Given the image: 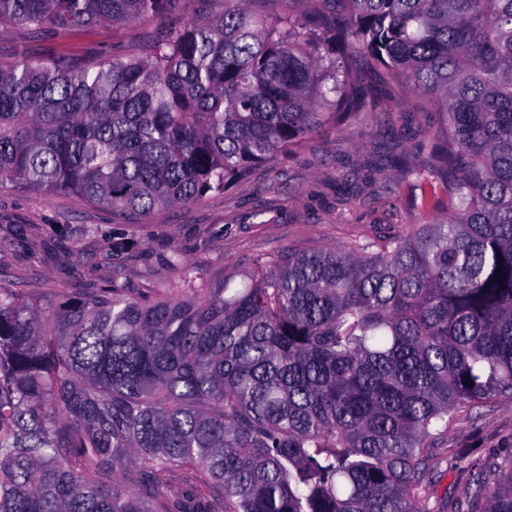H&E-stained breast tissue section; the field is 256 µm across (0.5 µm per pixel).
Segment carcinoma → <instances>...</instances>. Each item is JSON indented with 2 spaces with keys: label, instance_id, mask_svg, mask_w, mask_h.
I'll return each mask as SVG.
<instances>
[{
  "label": "carcinoma",
  "instance_id": "obj_1",
  "mask_svg": "<svg viewBox=\"0 0 512 512\" xmlns=\"http://www.w3.org/2000/svg\"><path fill=\"white\" fill-rule=\"evenodd\" d=\"M177 0H0L44 40ZM135 56L0 66V183L114 213L224 193L319 128L391 139L385 167L439 216L151 295L0 286V512H445L431 449L512 398V0H206ZM456 512H512V458Z\"/></svg>",
  "mask_w": 512,
  "mask_h": 512
}]
</instances>
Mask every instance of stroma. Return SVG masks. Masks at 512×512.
Returning a JSON list of instances; mask_svg holds the SVG:
<instances>
[{"label": "stroma", "instance_id": "obj_1", "mask_svg": "<svg viewBox=\"0 0 512 512\" xmlns=\"http://www.w3.org/2000/svg\"><path fill=\"white\" fill-rule=\"evenodd\" d=\"M164 17L144 23L82 27L45 42L17 26L0 28V63L17 55L47 60L57 55H138L148 48ZM411 139L386 140L377 124L361 120L347 129L325 127L303 147L258 166L230 193L143 215H118L68 193L50 197L0 183V285L50 298L54 288L79 290L106 285L113 261L104 257L108 238L131 242L122 265L130 288L160 290L180 276L167 259L179 252L187 267L218 281L259 262L317 246L389 235L408 224H425L433 212L412 206L408 186L390 189L385 173L373 170L383 154L414 151V136L437 123L436 112L416 102L392 111ZM354 176L355 196L338 195L336 185ZM65 223L94 232L61 242L51 226ZM457 457L441 477L439 492L464 499L472 478L492 458L512 456V400L475 408L453 425L442 442Z\"/></svg>", "mask_w": 512, "mask_h": 512}]
</instances>
